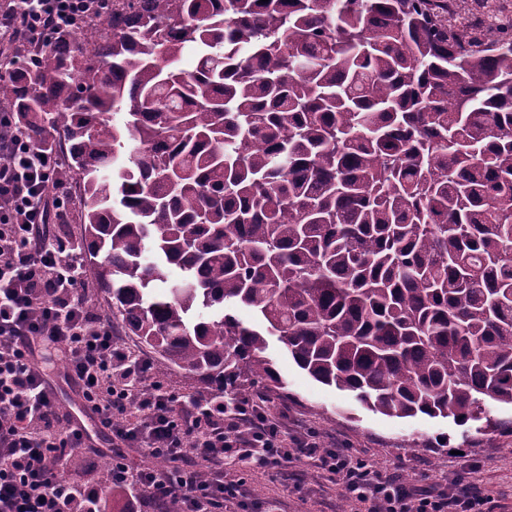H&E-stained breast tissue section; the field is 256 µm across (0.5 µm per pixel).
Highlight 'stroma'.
I'll return each mask as SVG.
<instances>
[{"label": "stroma", "instance_id": "1", "mask_svg": "<svg viewBox=\"0 0 512 512\" xmlns=\"http://www.w3.org/2000/svg\"><path fill=\"white\" fill-rule=\"evenodd\" d=\"M268 357L286 383L284 393L251 397L289 438L312 432L324 447L341 448L382 475L422 486H447L449 476L483 492L490 512H512V434L457 426L452 419L420 415L397 419L368 410L350 393L318 383L288 357L276 337ZM448 440L436 449L437 438ZM227 479L242 481L250 501L280 504L283 512H362L334 475L304 459L277 468L224 463Z\"/></svg>", "mask_w": 512, "mask_h": 512}]
</instances>
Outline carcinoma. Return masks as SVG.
I'll list each match as a JSON object with an SVG mask.
<instances>
[{"label": "carcinoma", "mask_w": 512, "mask_h": 512, "mask_svg": "<svg viewBox=\"0 0 512 512\" xmlns=\"http://www.w3.org/2000/svg\"><path fill=\"white\" fill-rule=\"evenodd\" d=\"M32 59L0 103L67 146L85 258L161 367L279 393L275 336L374 412L501 425L512 0H112Z\"/></svg>", "instance_id": "1"}]
</instances>
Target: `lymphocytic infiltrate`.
Listing matches in <instances>:
<instances>
[{
    "label": "lymphocytic infiltrate",
    "instance_id": "lymphocytic-infiltrate-1",
    "mask_svg": "<svg viewBox=\"0 0 512 512\" xmlns=\"http://www.w3.org/2000/svg\"><path fill=\"white\" fill-rule=\"evenodd\" d=\"M86 2L29 0L25 12L4 9L0 55L74 23ZM0 129V512H97L114 484L127 488L133 510L168 501L179 512H251L241 483L225 480V460L265 468L301 458L335 475L365 512H487V497L470 487L420 488L382 477L342 449L289 441L252 399L182 404L154 381L152 361L88 308L76 253L46 231L61 153L32 141L13 113H0ZM40 348L59 354L111 444L104 476L62 478L89 435L59 427L48 380L55 362L36 358ZM128 448L166 461V469L130 467Z\"/></svg>",
    "mask_w": 512,
    "mask_h": 512
}]
</instances>
